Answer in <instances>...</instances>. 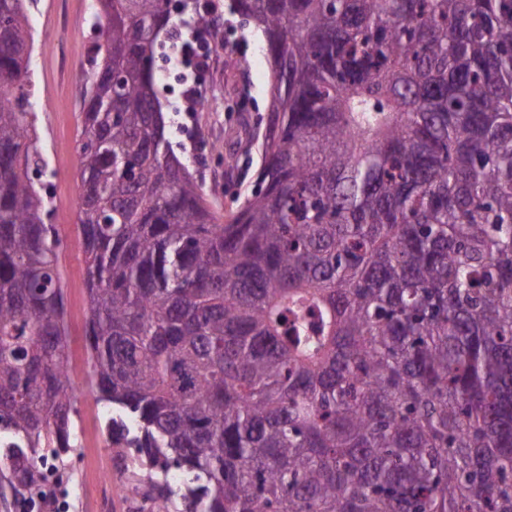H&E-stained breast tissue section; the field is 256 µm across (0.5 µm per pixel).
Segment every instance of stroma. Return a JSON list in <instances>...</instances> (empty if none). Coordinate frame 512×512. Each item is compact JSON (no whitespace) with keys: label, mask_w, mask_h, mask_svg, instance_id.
<instances>
[{"label":"stroma","mask_w":512,"mask_h":512,"mask_svg":"<svg viewBox=\"0 0 512 512\" xmlns=\"http://www.w3.org/2000/svg\"><path fill=\"white\" fill-rule=\"evenodd\" d=\"M40 11L31 13L34 31L36 132L41 151L43 182L53 196L50 223L64 237L61 256L65 278V325L73 363L84 366L86 293L85 263L75 229L79 212V159L76 146L78 90L87 60L86 43L96 41L94 25L85 21V0H41ZM232 0H213L223 18L218 32L224 48L212 58L208 70L187 66L181 78L158 84L162 103L200 82L204 98L218 99V106L194 107L190 112H170L180 132L172 138L178 155L190 158L214 205L230 203L234 195L254 181L258 160L256 145L250 144L253 120L266 112L269 102V64L261 51V38L251 27L232 15ZM78 422L82 427L81 448L66 457L67 477L57 492L68 495V512H135L130 495L120 485H131L143 476L136 464L134 448H113L107 443L108 415L93 399L78 397Z\"/></svg>","instance_id":"obj_1"}]
</instances>
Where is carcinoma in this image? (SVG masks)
Listing matches in <instances>:
<instances>
[{
    "mask_svg": "<svg viewBox=\"0 0 512 512\" xmlns=\"http://www.w3.org/2000/svg\"><path fill=\"white\" fill-rule=\"evenodd\" d=\"M98 2L80 384L31 171L32 0H0L11 485L74 448L83 391L161 466L155 512H512V0H234L271 82L260 169L227 210L157 96L170 0ZM195 16L217 29L211 0Z\"/></svg>",
    "mask_w": 512,
    "mask_h": 512,
    "instance_id": "1",
    "label": "carcinoma"
}]
</instances>
